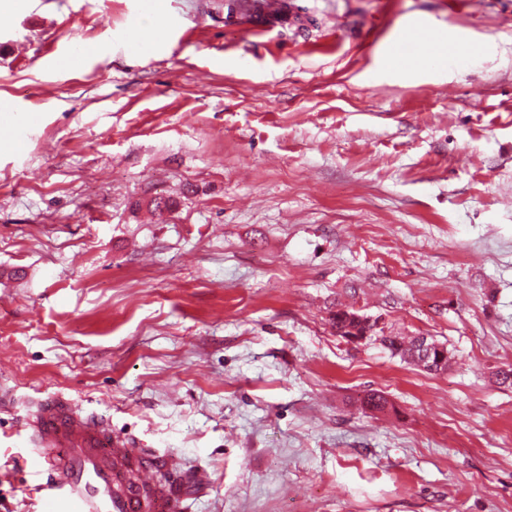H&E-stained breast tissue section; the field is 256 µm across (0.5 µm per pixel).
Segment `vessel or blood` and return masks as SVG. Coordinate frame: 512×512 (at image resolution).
I'll return each instance as SVG.
<instances>
[{
  "instance_id": "vessel-or-blood-1",
  "label": "vessel or blood",
  "mask_w": 512,
  "mask_h": 512,
  "mask_svg": "<svg viewBox=\"0 0 512 512\" xmlns=\"http://www.w3.org/2000/svg\"><path fill=\"white\" fill-rule=\"evenodd\" d=\"M430 39V30L415 29L393 51L420 63ZM27 443V466L39 480L37 512H180L157 479L158 471L172 470V459L112 435L68 398L40 401Z\"/></svg>"
}]
</instances>
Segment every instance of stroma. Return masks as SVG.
<instances>
[{"label":"stroma","instance_id":"1","mask_svg":"<svg viewBox=\"0 0 512 512\" xmlns=\"http://www.w3.org/2000/svg\"><path fill=\"white\" fill-rule=\"evenodd\" d=\"M151 2L0 14V512L58 393L187 512H512V0ZM413 23L468 61L388 73ZM373 325L369 327H360L357 328V331H365L369 329L370 335L368 336V340H379L381 344L391 353L393 356H399L404 361H409L415 364H418L429 371H441L448 367V362L450 361V356L448 349L441 343L434 340L432 337L429 339L426 336H413L411 338H406L403 336H390L384 335V330L382 328L378 329L376 326L375 329H372ZM356 330H352L353 334H357ZM421 337L428 341L429 344L433 345L431 353L427 348H423V342L421 341ZM441 348L443 351L447 353V356L444 358L443 362L438 363L437 360V349Z\"/></svg>","mask_w":512,"mask_h":512}]
</instances>
